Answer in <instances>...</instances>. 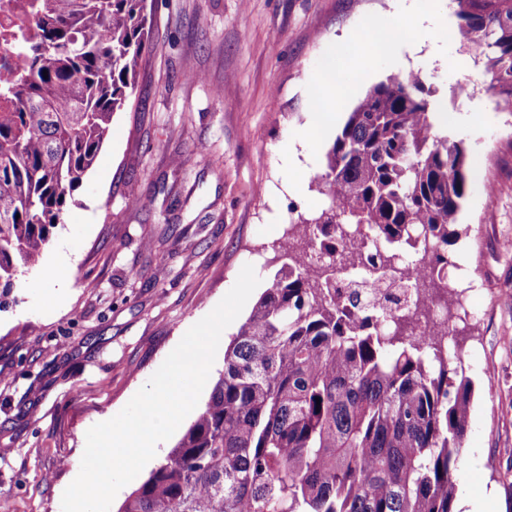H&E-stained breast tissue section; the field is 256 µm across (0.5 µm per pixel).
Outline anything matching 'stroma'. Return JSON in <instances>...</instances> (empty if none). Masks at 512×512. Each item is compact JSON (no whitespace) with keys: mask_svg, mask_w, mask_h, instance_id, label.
I'll use <instances>...</instances> for the list:
<instances>
[{"mask_svg":"<svg viewBox=\"0 0 512 512\" xmlns=\"http://www.w3.org/2000/svg\"><path fill=\"white\" fill-rule=\"evenodd\" d=\"M146 11L135 92L40 264L0 287V497L12 512H62L87 430L123 409L245 263L264 283L281 269L293 212L323 204L312 179L336 133L306 131L332 54L352 90L338 124L370 87L413 72L468 150L463 232L448 248V286L463 296L448 345L474 384L456 499L512 512V113L485 93L452 0H147ZM413 16L434 39L363 61L369 20ZM465 83L474 94L456 96Z\"/></svg>","mask_w":512,"mask_h":512,"instance_id":"obj_1","label":"stroma"}]
</instances>
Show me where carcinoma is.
Wrapping results in <instances>:
<instances>
[{"label": "carcinoma", "instance_id": "carcinoma-1", "mask_svg": "<svg viewBox=\"0 0 512 512\" xmlns=\"http://www.w3.org/2000/svg\"><path fill=\"white\" fill-rule=\"evenodd\" d=\"M484 50L488 90L512 112V0H453ZM0 87V283L41 261L92 168L150 47L146 0H42ZM424 78L371 87L314 184L327 205L291 221L314 268L288 257L224 352L209 400L118 512H454L471 381L446 337L417 339L426 283L448 277L469 160L442 128ZM434 269L426 282L411 267ZM367 264L404 302L358 310Z\"/></svg>", "mask_w": 512, "mask_h": 512}]
</instances>
